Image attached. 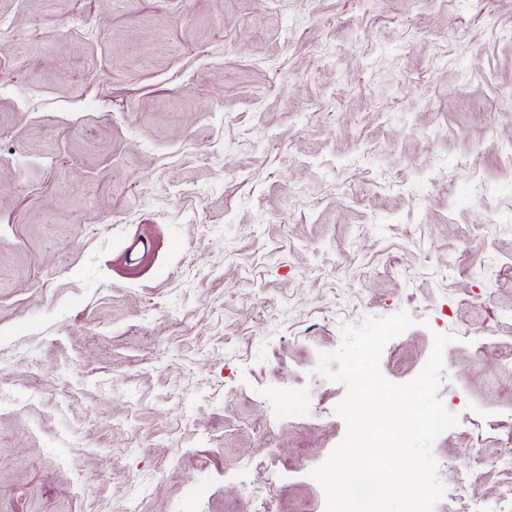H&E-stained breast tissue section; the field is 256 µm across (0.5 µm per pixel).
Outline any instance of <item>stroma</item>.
I'll return each instance as SVG.
<instances>
[{
	"label": "stroma",
	"mask_w": 512,
	"mask_h": 512,
	"mask_svg": "<svg viewBox=\"0 0 512 512\" xmlns=\"http://www.w3.org/2000/svg\"><path fill=\"white\" fill-rule=\"evenodd\" d=\"M511 148L512 0H0V512H325L318 355L402 310L446 488L504 454Z\"/></svg>",
	"instance_id": "1"
}]
</instances>
